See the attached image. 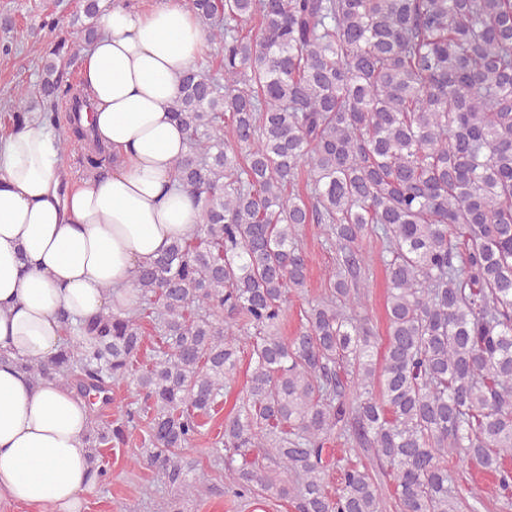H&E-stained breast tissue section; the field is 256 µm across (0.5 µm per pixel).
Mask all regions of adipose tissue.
I'll use <instances>...</instances> for the list:
<instances>
[{
  "mask_svg": "<svg viewBox=\"0 0 512 512\" xmlns=\"http://www.w3.org/2000/svg\"><path fill=\"white\" fill-rule=\"evenodd\" d=\"M81 58L105 177L65 186L53 128L33 119L0 137V347L54 353L71 323L136 307L135 271L195 230L201 209L178 181L189 150L170 105L203 55L184 0H117ZM91 411L74 389L0 364V498L30 512H81L94 488L84 441Z\"/></svg>",
  "mask_w": 512,
  "mask_h": 512,
  "instance_id": "ef3b65f1",
  "label": "adipose tissue"
}]
</instances>
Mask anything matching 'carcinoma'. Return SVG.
<instances>
[{
    "label": "carcinoma",
    "mask_w": 512,
    "mask_h": 512,
    "mask_svg": "<svg viewBox=\"0 0 512 512\" xmlns=\"http://www.w3.org/2000/svg\"><path fill=\"white\" fill-rule=\"evenodd\" d=\"M222 54L180 79L171 112L190 150L180 182L201 220L139 268V305L102 311L42 360L0 350L37 382L94 395L85 435L96 486L103 451L142 434L164 480L163 512L224 497L294 512H478L448 458L495 477L512 500V0H185ZM100 0H84V43ZM50 49L35 99L42 121L88 105ZM21 109L0 118L22 128ZM111 165L104 148L79 159ZM323 226L329 288L280 335L307 287L300 243ZM380 243L388 331L381 357L360 315L363 242ZM248 356L235 412L191 451ZM139 401L110 418L112 390ZM353 388L355 396H347ZM342 439L356 460L336 459Z\"/></svg>",
    "instance_id": "1"
}]
</instances>
